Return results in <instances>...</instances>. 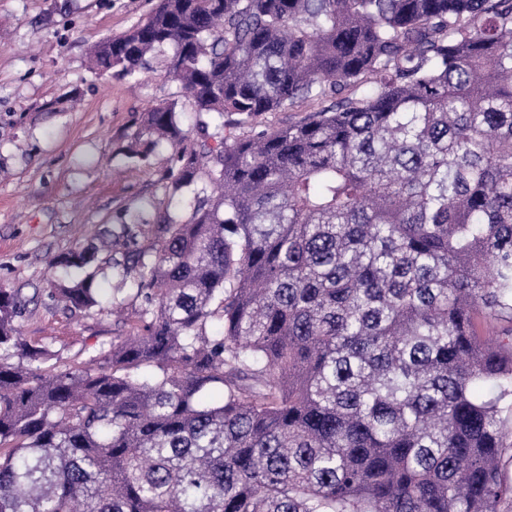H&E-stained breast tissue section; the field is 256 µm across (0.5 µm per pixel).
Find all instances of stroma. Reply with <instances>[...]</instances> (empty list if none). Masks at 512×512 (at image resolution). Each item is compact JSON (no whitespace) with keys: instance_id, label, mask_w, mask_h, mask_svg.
Returning a JSON list of instances; mask_svg holds the SVG:
<instances>
[{"instance_id":"obj_1","label":"stroma","mask_w":512,"mask_h":512,"mask_svg":"<svg viewBox=\"0 0 512 512\" xmlns=\"http://www.w3.org/2000/svg\"><path fill=\"white\" fill-rule=\"evenodd\" d=\"M157 0H0V287L28 297L18 322L27 340L62 359L88 358L126 334L121 317L67 314L46 292L51 258L91 243L146 202H177L159 178L172 165L157 147L147 162L123 148L134 117L172 99L162 66L135 77L102 75L90 45L145 18Z\"/></svg>"}]
</instances>
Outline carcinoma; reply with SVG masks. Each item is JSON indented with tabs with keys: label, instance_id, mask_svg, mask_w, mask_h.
<instances>
[{
	"label": "carcinoma",
	"instance_id": "1",
	"mask_svg": "<svg viewBox=\"0 0 512 512\" xmlns=\"http://www.w3.org/2000/svg\"><path fill=\"white\" fill-rule=\"evenodd\" d=\"M168 47L196 134L163 101L124 152L166 144L190 217L50 261L66 312L140 301L81 366L0 287V512H498L512 0H158L90 61Z\"/></svg>",
	"mask_w": 512,
	"mask_h": 512
}]
</instances>
